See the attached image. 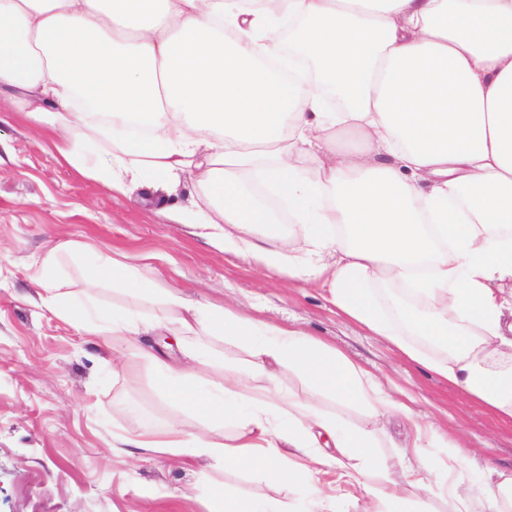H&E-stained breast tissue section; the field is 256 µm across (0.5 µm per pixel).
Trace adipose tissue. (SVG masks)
<instances>
[{
    "mask_svg": "<svg viewBox=\"0 0 512 512\" xmlns=\"http://www.w3.org/2000/svg\"><path fill=\"white\" fill-rule=\"evenodd\" d=\"M28 114L89 112L84 140L67 122L57 150L117 192L128 181L166 189L204 155L206 207L172 211L216 247L323 279L346 317L512 422V0H0V91ZM318 161L315 175L295 164ZM307 225L288 237L284 222ZM89 287L106 281L156 295L163 321L194 337L182 360L157 361L159 387L205 421L248 429L233 442L204 432L146 435L136 448L249 466L264 480L304 484L332 465L383 512H397L370 432L319 411L329 396L370 417H412L343 352L308 333L234 308L202 305L144 278L121 253L74 242ZM333 265L317 263L322 252ZM41 262L43 305L95 336H137V313L94 297L72 306ZM250 354L223 382L205 339ZM307 390L272 413L275 367ZM457 512H501L512 470H495L480 504L452 488Z\"/></svg>",
    "mask_w": 512,
    "mask_h": 512,
    "instance_id": "adipose-tissue-1",
    "label": "adipose tissue"
}]
</instances>
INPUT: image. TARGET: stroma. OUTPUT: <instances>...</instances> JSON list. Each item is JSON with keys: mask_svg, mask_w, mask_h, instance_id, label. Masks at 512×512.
Masks as SVG:
<instances>
[{"mask_svg": "<svg viewBox=\"0 0 512 512\" xmlns=\"http://www.w3.org/2000/svg\"><path fill=\"white\" fill-rule=\"evenodd\" d=\"M51 125L0 101V512H211L213 494L296 504L300 486L267 484L248 467L223 469L204 456L170 457L127 448L123 438L175 428L207 431L204 418L163 396L152 357L177 360L173 327L148 330L137 347L93 337L41 304L39 262L62 240L119 251L144 275L162 276L203 304L234 307L308 332L344 352L416 413L369 420L361 409L324 398L320 409L373 431L390 474L419 468L423 487L400 484L402 512H452L432 469L450 452L427 427L453 438L461 453L512 467V426L496 420L434 373L339 314L322 281L297 282L224 252L197 229L174 223L169 207L202 202L196 179L160 195L134 185L124 195L66 164ZM337 512H373V501L335 469L317 476Z\"/></svg>", "mask_w": 512, "mask_h": 512, "instance_id": "obj_1", "label": "stroma"}]
</instances>
